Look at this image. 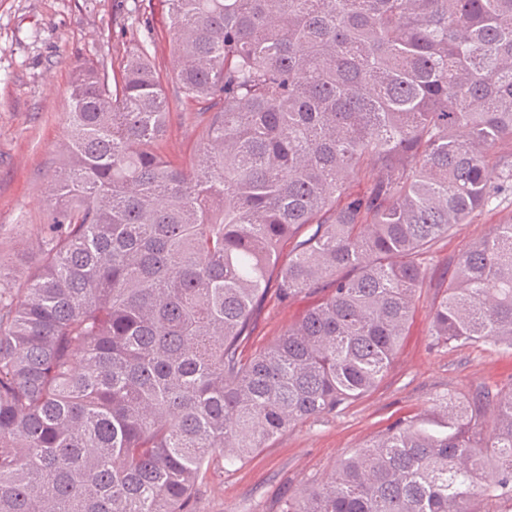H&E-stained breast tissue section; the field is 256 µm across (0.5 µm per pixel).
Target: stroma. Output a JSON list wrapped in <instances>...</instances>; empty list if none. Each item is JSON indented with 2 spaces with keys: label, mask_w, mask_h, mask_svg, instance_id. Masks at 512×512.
Returning a JSON list of instances; mask_svg holds the SVG:
<instances>
[{
  "label": "stroma",
  "mask_w": 512,
  "mask_h": 512,
  "mask_svg": "<svg viewBox=\"0 0 512 512\" xmlns=\"http://www.w3.org/2000/svg\"><path fill=\"white\" fill-rule=\"evenodd\" d=\"M162 75L173 72L164 0H0V258L33 260L47 218L45 200L62 162L64 115L73 70L83 62L120 64L143 34ZM170 122L162 154L181 166L200 157L204 117L166 83ZM512 220V196L475 212L440 241L428 262L396 355L376 388L336 411L296 422L244 463L216 461L198 488L197 512H279L288 495L332 473L346 454L388 428L432 418L447 394L473 397L512 385V351L486 344H437L430 310L459 253ZM320 300H282L269 291L254 313L246 354L267 348Z\"/></svg>",
  "instance_id": "1"
}]
</instances>
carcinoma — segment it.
Returning <instances> with one entry per match:
<instances>
[{
	"label": "carcinoma",
	"instance_id": "obj_1",
	"mask_svg": "<svg viewBox=\"0 0 512 512\" xmlns=\"http://www.w3.org/2000/svg\"><path fill=\"white\" fill-rule=\"evenodd\" d=\"M164 2L204 161L159 152L149 33L116 73L78 66L37 256L19 283L0 260V512H195L213 457L376 386L434 247L512 194V0ZM272 283L324 297L246 358ZM440 287L436 342L512 350V223ZM502 500L512 386L389 428L280 512Z\"/></svg>",
	"mask_w": 512,
	"mask_h": 512
}]
</instances>
